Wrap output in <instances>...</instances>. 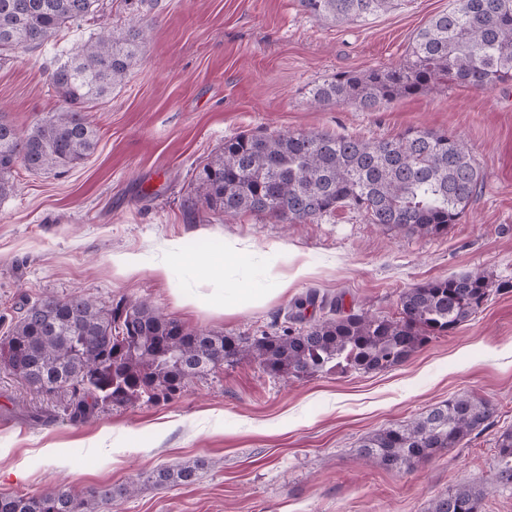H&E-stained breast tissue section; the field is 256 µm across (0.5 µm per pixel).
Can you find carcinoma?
Instances as JSON below:
<instances>
[{
    "label": "carcinoma",
    "mask_w": 512,
    "mask_h": 512,
    "mask_svg": "<svg viewBox=\"0 0 512 512\" xmlns=\"http://www.w3.org/2000/svg\"><path fill=\"white\" fill-rule=\"evenodd\" d=\"M395 0H303L314 17L355 22L386 12ZM99 0H0V54L35 49L64 28L93 19ZM144 28L104 27L54 62L49 79L64 102L25 132L0 116V195L20 164L33 172H66L92 153L96 133L86 105L121 85L139 60ZM512 80V0H452L415 35L405 61L361 73L341 71L311 90L318 104L349 103L375 112L397 99L446 85L492 89ZM484 184L460 138L413 128L394 139H362L320 131L238 135L203 165L196 200L227 216L269 214L301 224L342 207L365 211L372 223L398 233L439 236L456 223ZM489 282L473 270L405 289L400 317L351 311L304 328L251 341L191 330L145 301L99 305L75 294L29 306L0 342V368L40 392L65 390L67 416L83 422L99 405L158 403L186 380L243 359L274 377L300 378L344 366L365 373L407 361L427 342L467 322L487 301ZM487 399L459 394L419 417L365 437L367 462L410 469L455 448L492 423ZM493 484L512 489V430L496 440ZM207 463L164 467L157 485L188 484ZM484 490L459 484L428 512H482ZM108 489L84 496L51 489L38 496L0 495V512H96L112 504Z\"/></svg>",
    "instance_id": "cac0c4a2"
}]
</instances>
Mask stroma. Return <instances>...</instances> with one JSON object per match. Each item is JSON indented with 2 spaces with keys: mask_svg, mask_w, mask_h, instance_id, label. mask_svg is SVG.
Listing matches in <instances>:
<instances>
[{
  "mask_svg": "<svg viewBox=\"0 0 512 512\" xmlns=\"http://www.w3.org/2000/svg\"><path fill=\"white\" fill-rule=\"evenodd\" d=\"M450 0H398L348 24L312 16L302 0H101L95 20L41 49L0 58V115L25 130L62 101L47 66L99 27L140 15L138 63L111 97L88 107L95 151L63 174L16 166L0 197V339L34 303L83 294L103 304L146 299L186 326L227 336L288 328L293 302L314 292L345 309L398 312L400 293L478 270L487 302L454 333L380 372L336 369L273 378L250 361L189 378L170 399L105 405L83 423L66 392L44 393L0 369V493L115 489L98 512H427L460 483L485 489L483 512H512V490L492 480L495 442L512 429V80L490 90L450 85L375 112L315 104L311 90L337 72L404 61L416 32ZM429 128L465 139L484 175L481 192L446 234H398L365 212L336 209L305 224L268 215L189 212L203 164L238 134L323 131L398 137ZM245 252L218 264L224 243ZM140 269L118 275L112 258ZM167 259L166 279L154 264ZM306 266L287 294L260 308L184 307L187 289H264L270 266ZM461 393L490 400L494 423L413 470L369 466L364 437ZM197 459L191 484L149 474ZM137 482L135 494L119 488Z\"/></svg>",
  "mask_w": 512,
  "mask_h": 512,
  "instance_id": "35a3bbf8",
  "label": "stroma"
}]
</instances>
